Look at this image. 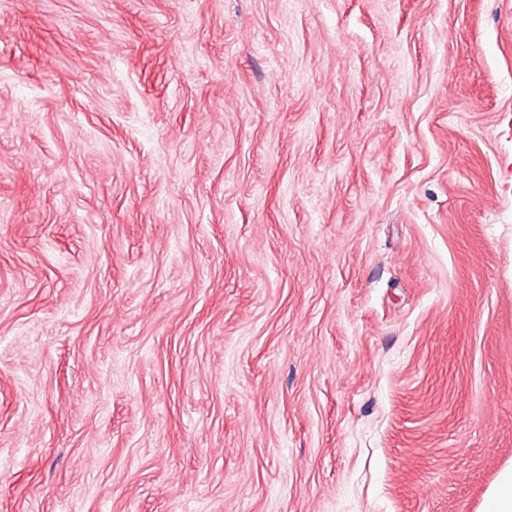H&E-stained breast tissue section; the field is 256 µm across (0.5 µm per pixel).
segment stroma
I'll use <instances>...</instances> for the list:
<instances>
[{"instance_id":"1","label":"stroma","mask_w":512,"mask_h":512,"mask_svg":"<svg viewBox=\"0 0 512 512\" xmlns=\"http://www.w3.org/2000/svg\"><path fill=\"white\" fill-rule=\"evenodd\" d=\"M510 465L512 0H0V512Z\"/></svg>"}]
</instances>
